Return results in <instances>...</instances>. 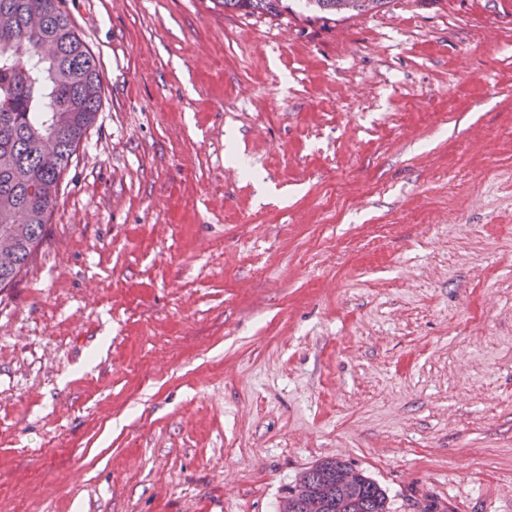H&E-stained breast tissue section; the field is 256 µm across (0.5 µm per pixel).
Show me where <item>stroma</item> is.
I'll return each instance as SVG.
<instances>
[{
	"label": "stroma",
	"mask_w": 512,
	"mask_h": 512,
	"mask_svg": "<svg viewBox=\"0 0 512 512\" xmlns=\"http://www.w3.org/2000/svg\"><path fill=\"white\" fill-rule=\"evenodd\" d=\"M104 87L0 290V512H512V0L323 24L66 0ZM346 464L335 458L325 459L309 470V481L300 486L298 496L304 492L317 500L316 512H387L389 507L385 491L368 476L355 473L357 480L351 489L336 486V476Z\"/></svg>",
	"instance_id": "35a3bbf8"
}]
</instances>
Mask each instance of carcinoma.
I'll return each instance as SVG.
<instances>
[{"label":"carcinoma","mask_w":512,"mask_h":512,"mask_svg":"<svg viewBox=\"0 0 512 512\" xmlns=\"http://www.w3.org/2000/svg\"><path fill=\"white\" fill-rule=\"evenodd\" d=\"M64 0H0V229L15 241L0 250V288L31 263L57 205L64 176L103 98L99 62L63 8ZM326 21L381 8L387 0H302ZM283 0H224V10L278 17ZM346 464L325 459L309 469L304 492L316 512H388L385 491L358 473L336 486Z\"/></svg>","instance_id":"1"}]
</instances>
